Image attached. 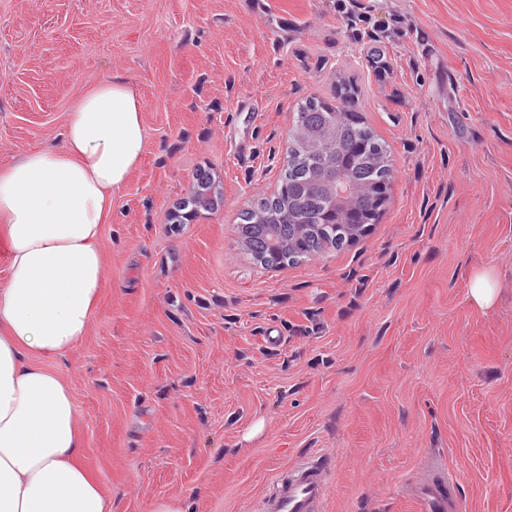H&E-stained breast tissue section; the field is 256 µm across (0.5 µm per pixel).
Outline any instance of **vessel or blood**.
I'll return each instance as SVG.
<instances>
[{
    "instance_id": "1",
    "label": "vessel or blood",
    "mask_w": 512,
    "mask_h": 512,
    "mask_svg": "<svg viewBox=\"0 0 512 512\" xmlns=\"http://www.w3.org/2000/svg\"><path fill=\"white\" fill-rule=\"evenodd\" d=\"M328 492L325 465L317 460L304 461L276 480L263 502V512H322ZM413 494L426 503L431 512H458L460 507L454 481L440 466L422 475Z\"/></svg>"
}]
</instances>
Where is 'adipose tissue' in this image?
I'll list each match as a JSON object with an SVG mask.
<instances>
[{
	"instance_id": "1",
	"label": "adipose tissue",
	"mask_w": 512,
	"mask_h": 512,
	"mask_svg": "<svg viewBox=\"0 0 512 512\" xmlns=\"http://www.w3.org/2000/svg\"><path fill=\"white\" fill-rule=\"evenodd\" d=\"M144 109L129 81L98 80L58 146L0 167V512H112L81 462L71 391L45 363L84 339L99 308L103 226L143 157Z\"/></svg>"
}]
</instances>
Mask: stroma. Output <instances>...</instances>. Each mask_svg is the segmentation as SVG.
<instances>
[{
  "mask_svg": "<svg viewBox=\"0 0 512 512\" xmlns=\"http://www.w3.org/2000/svg\"><path fill=\"white\" fill-rule=\"evenodd\" d=\"M355 12L367 31L333 0H0V166L57 146L101 78L145 104L102 304L51 364L112 512H260L312 456L335 462L323 512H422L436 462L461 512H512V0ZM340 76L389 147L391 198L359 241L264 268L237 216L278 189L297 104ZM200 170L222 206L171 223ZM495 292L496 289L490 274H479L473 278L470 295L472 300L479 307H490L494 302Z\"/></svg>",
  "mask_w": 512,
  "mask_h": 512,
  "instance_id": "1",
  "label": "stroma"
}]
</instances>
